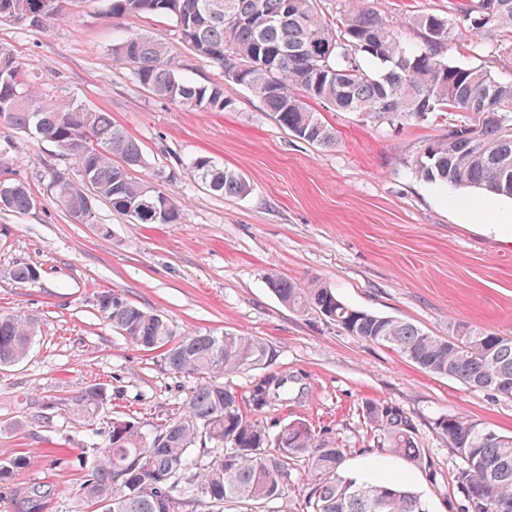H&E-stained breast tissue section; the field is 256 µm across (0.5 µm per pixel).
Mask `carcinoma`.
<instances>
[{
	"label": "carcinoma",
	"instance_id": "1",
	"mask_svg": "<svg viewBox=\"0 0 512 512\" xmlns=\"http://www.w3.org/2000/svg\"><path fill=\"white\" fill-rule=\"evenodd\" d=\"M113 19L158 16L174 21L179 43L196 56L224 66V78L257 97L274 121L309 144L333 147L336 130L315 102L336 112H356L393 126L435 112L448 129L423 145L412 167L430 183L482 190L512 198V69L492 73L448 61L466 48L512 56V0H465L453 13H418L390 20L347 0L336 26L318 15L314 0H223L218 15L211 0H107ZM59 0H0V20L43 26L59 17ZM412 28L418 40L403 30ZM115 60L155 96L179 107L222 112L231 106L224 85H196L181 73L175 47L139 32L112 46ZM0 125L35 130L45 141L78 157L82 183L53 172L57 202L80 223L94 219L97 200L140 224H176L174 199L129 171L147 166L138 142L112 123L109 112L47 102L26 79V69L0 48ZM192 173L211 191L228 197L249 193L239 171L198 157ZM167 200L162 207L160 198ZM35 206L26 186L0 172V209L25 213ZM8 275L18 284L40 277L28 263ZM269 288L290 310H313L348 335L387 346L421 369L460 381L469 389L512 401V338L455 323L446 339L416 325L377 315L341 301L319 282L303 287L271 275ZM105 321L146 351L161 349L176 374L195 379L184 413L152 434L130 420L112 422L108 440L93 442L86 457L81 495L97 512H224L237 506L263 512H427L426 504L399 478L359 481L342 474L345 451L319 443L304 421L283 425L269 445L259 416L288 402V375L274 368L277 350L267 341L226 332L175 339L169 322L111 293L97 297ZM37 326L22 314H0V366L26 359ZM264 370L246 395L222 382L224 375ZM103 388L91 384L70 399L73 415L91 419L103 409ZM366 419L378 432L377 447L408 465L438 472L418 440L407 412L368 403ZM436 429L461 459L456 492L445 497L450 512H499L512 503V435L474 420L444 415ZM307 477L296 499L294 472Z\"/></svg>",
	"mask_w": 512,
	"mask_h": 512
}]
</instances>
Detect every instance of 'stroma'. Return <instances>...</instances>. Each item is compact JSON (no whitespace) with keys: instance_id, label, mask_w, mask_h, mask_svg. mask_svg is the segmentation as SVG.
Here are the masks:
<instances>
[{"instance_id":"stroma-1","label":"stroma","mask_w":512,"mask_h":512,"mask_svg":"<svg viewBox=\"0 0 512 512\" xmlns=\"http://www.w3.org/2000/svg\"><path fill=\"white\" fill-rule=\"evenodd\" d=\"M451 0H364L381 15H447ZM105 0H62L46 26L0 21V48L13 54L43 99L111 113L142 146L151 180L180 209L175 224H140L97 203L95 221L76 222L59 205L52 173L78 179L76 156L30 132L0 128V164L28 187L30 211H0V312L19 311L39 329L28 360L0 368V512H20V489L45 495L43 512H77L79 460L91 439L105 441L114 420L159 429L184 411L192 378L172 373L159 352L140 350L104 321L96 305L110 291L163 315L177 336L239 333L271 343L278 370L297 376L288 402L263 417L270 435L303 420L318 441L345 448L343 473L371 463L403 476L429 512H448L442 484L377 450L363 410L384 402L409 413L419 442L452 481L461 460L436 421L461 415L512 434V402L423 371L397 352L348 335L316 312L288 309L270 275L318 280L345 303L411 322L448 337L458 320L512 336V199L426 183L411 169L425 142L443 127L435 116L392 127L354 112L326 111L335 147L299 140L280 127L222 68L178 46L182 76L220 83L232 100L222 112L188 110L159 99L113 60L112 45L137 31L176 43L172 21L155 16L113 20ZM208 156L241 171L244 197L212 192L190 165ZM507 221L487 224L478 204ZM110 227L102 236L97 225ZM40 277L19 285L13 264ZM107 403L94 424L74 417L68 400L90 384ZM23 467H13L14 459Z\"/></svg>"}]
</instances>
